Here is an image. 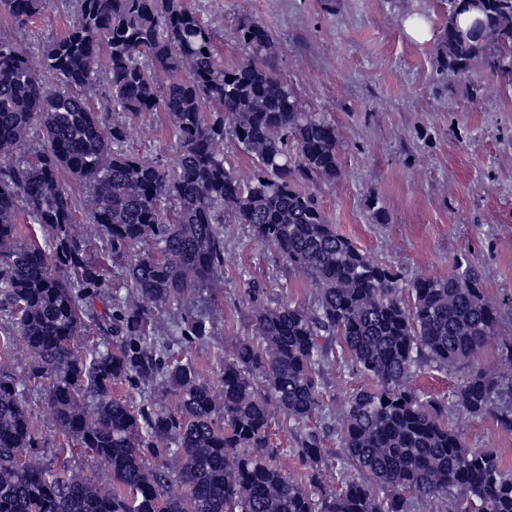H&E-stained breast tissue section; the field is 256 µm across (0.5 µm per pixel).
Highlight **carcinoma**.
Returning a JSON list of instances; mask_svg holds the SVG:
<instances>
[{"instance_id":"carcinoma-1","label":"carcinoma","mask_w":512,"mask_h":512,"mask_svg":"<svg viewBox=\"0 0 512 512\" xmlns=\"http://www.w3.org/2000/svg\"><path fill=\"white\" fill-rule=\"evenodd\" d=\"M51 5L0 0V14L25 30ZM57 8L64 35L32 47L0 37V347L20 342L31 357L24 376L0 362V512H412L415 497L512 512V469L496 450L466 447L448 415L490 414L512 430V391L479 361L499 321L480 269L458 262L405 288L328 222L307 185L340 177L336 126L275 75L268 29L243 24L244 57L226 65L215 26L184 0ZM465 13L485 36L466 35ZM446 16L440 73H512V0H448ZM150 112L173 130L167 162L126 149ZM226 139L250 176L224 156ZM227 211L314 291L273 306L249 289L251 334L230 338L209 381L174 347L213 334L212 314L186 302L224 287ZM21 218L48 239L20 236ZM94 238L111 279L89 259ZM106 290L111 310L96 314L90 299ZM172 306L180 317L166 324ZM462 363L449 402L413 385ZM337 370L367 378L339 411L322 395ZM31 381L70 450L109 484L47 458ZM123 385L138 407L114 393ZM157 391L176 409L156 406ZM277 413L299 433L297 477L270 439ZM315 416L323 427L307 425ZM327 431L339 443L332 464Z\"/></svg>"}]
</instances>
